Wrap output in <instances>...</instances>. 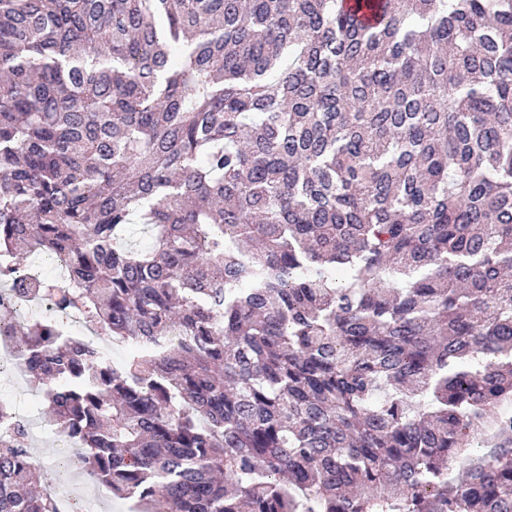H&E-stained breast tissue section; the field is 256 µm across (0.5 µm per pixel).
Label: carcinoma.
<instances>
[{
	"label": "carcinoma",
	"mask_w": 512,
	"mask_h": 512,
	"mask_svg": "<svg viewBox=\"0 0 512 512\" xmlns=\"http://www.w3.org/2000/svg\"><path fill=\"white\" fill-rule=\"evenodd\" d=\"M40 253L4 325L139 512H512V0H0L8 291ZM41 478L0 442V512Z\"/></svg>",
	"instance_id": "cac0c4a2"
}]
</instances>
